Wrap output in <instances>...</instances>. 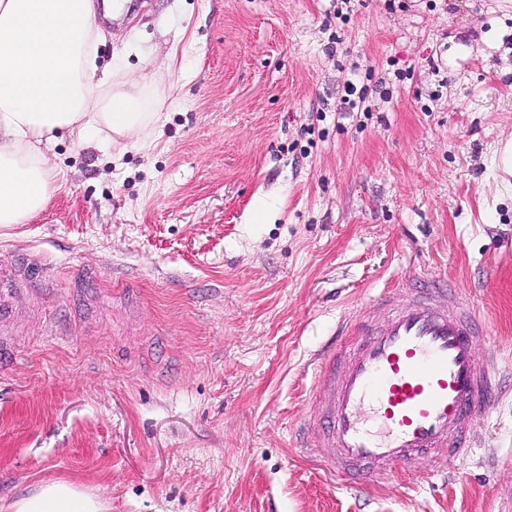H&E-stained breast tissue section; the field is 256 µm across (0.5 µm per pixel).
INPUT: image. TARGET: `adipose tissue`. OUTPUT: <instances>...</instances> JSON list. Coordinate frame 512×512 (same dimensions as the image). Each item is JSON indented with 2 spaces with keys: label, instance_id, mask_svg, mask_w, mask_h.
I'll return each instance as SVG.
<instances>
[{
  "label": "adipose tissue",
  "instance_id": "adipose-tissue-1",
  "mask_svg": "<svg viewBox=\"0 0 512 512\" xmlns=\"http://www.w3.org/2000/svg\"><path fill=\"white\" fill-rule=\"evenodd\" d=\"M93 0H0V225L22 224L56 191L57 136L77 144L149 146L163 122L138 85L99 68ZM76 484L56 480L12 512H101Z\"/></svg>",
  "mask_w": 512,
  "mask_h": 512
}]
</instances>
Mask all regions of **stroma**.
Returning <instances> with one entry per match:
<instances>
[{
  "mask_svg": "<svg viewBox=\"0 0 512 512\" xmlns=\"http://www.w3.org/2000/svg\"><path fill=\"white\" fill-rule=\"evenodd\" d=\"M135 2L97 9L98 63L159 99L150 148L58 139L56 192L0 225V260L59 276L16 301L0 512L59 479L105 512H512V395L381 487L291 446L319 350L403 275L487 311L512 387V0Z\"/></svg>",
  "mask_w": 512,
  "mask_h": 512,
  "instance_id": "1",
  "label": "stroma"
}]
</instances>
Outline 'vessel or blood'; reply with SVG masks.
Instances as JSON below:
<instances>
[{"mask_svg":"<svg viewBox=\"0 0 512 512\" xmlns=\"http://www.w3.org/2000/svg\"><path fill=\"white\" fill-rule=\"evenodd\" d=\"M56 281L1 261L0 324L9 322L16 294ZM407 286L402 301L391 289L373 297L374 311L386 316L382 326L364 320L347 329L353 345H325L312 380L319 395L295 432V447L312 456L328 449L321 469L350 488L386 480L399 467L467 455L502 395L493 355L474 352L489 329L481 307L432 276Z\"/></svg>","mask_w":512,"mask_h":512,"instance_id":"1","label":"vessel or blood"}]
</instances>
